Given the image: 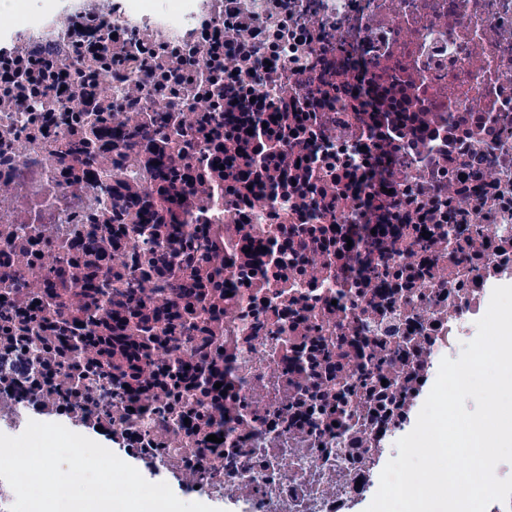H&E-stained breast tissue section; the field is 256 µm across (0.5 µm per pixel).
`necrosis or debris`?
<instances>
[{"label": "necrosis or debris", "instance_id": "obj_1", "mask_svg": "<svg viewBox=\"0 0 512 512\" xmlns=\"http://www.w3.org/2000/svg\"><path fill=\"white\" fill-rule=\"evenodd\" d=\"M1 190V433L364 512L512 285V0H7Z\"/></svg>", "mask_w": 512, "mask_h": 512}]
</instances>
